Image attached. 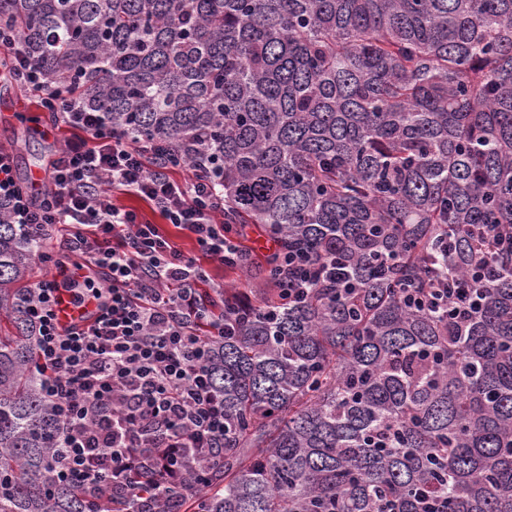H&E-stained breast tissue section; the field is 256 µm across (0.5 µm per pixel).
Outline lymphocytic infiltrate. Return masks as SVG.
<instances>
[{"label":"lymphocytic infiltrate","instance_id":"obj_1","mask_svg":"<svg viewBox=\"0 0 512 512\" xmlns=\"http://www.w3.org/2000/svg\"><path fill=\"white\" fill-rule=\"evenodd\" d=\"M0 65L20 86L43 85L20 36L2 24ZM42 106L83 135L57 149L50 187L41 195L22 186L12 154L0 148V216L43 229L35 260L55 269L33 283L24 304L38 359L49 373L44 396L59 417L54 471L59 482L115 503L155 502L185 481L187 457L201 460L224 450V398L210 376V341L235 325L222 308L223 286L206 291L210 276L203 262L244 267L247 234L218 222L225 205L214 174L181 183L170 177L168 145L129 138L102 112L78 106L61 90L46 93ZM114 187L193 238L195 253L179 249L163 225L116 205ZM267 257L291 299L344 273L335 258L315 263L275 246ZM74 259L101 269L107 285L69 282L77 298L96 300L97 314L83 327L65 328L54 308L55 275ZM496 271L490 259L453 287L415 292L411 299L463 322Z\"/></svg>","mask_w":512,"mask_h":512}]
</instances>
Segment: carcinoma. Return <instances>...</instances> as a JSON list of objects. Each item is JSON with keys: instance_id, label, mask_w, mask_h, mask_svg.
<instances>
[{"instance_id": "cac0c4a2", "label": "carcinoma", "mask_w": 512, "mask_h": 512, "mask_svg": "<svg viewBox=\"0 0 512 512\" xmlns=\"http://www.w3.org/2000/svg\"><path fill=\"white\" fill-rule=\"evenodd\" d=\"M47 90L208 158L225 218L350 285L224 289V454L197 512H512V250L457 326L404 299L512 228V0H0ZM41 239L0 222V512H97L53 471L22 307Z\"/></svg>"}]
</instances>
